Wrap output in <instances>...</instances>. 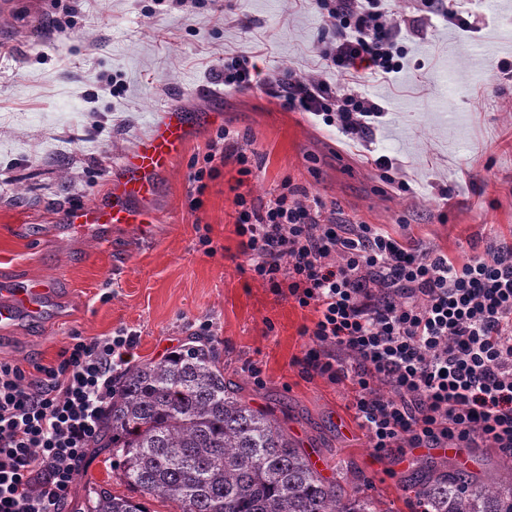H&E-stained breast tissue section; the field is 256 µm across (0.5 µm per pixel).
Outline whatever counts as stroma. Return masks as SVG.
Instances as JSON below:
<instances>
[{"label": "stroma", "mask_w": 512, "mask_h": 512, "mask_svg": "<svg viewBox=\"0 0 512 512\" xmlns=\"http://www.w3.org/2000/svg\"><path fill=\"white\" fill-rule=\"evenodd\" d=\"M373 2L401 24V69L385 78L326 68L333 31L315 0H0V281L55 283L41 321L0 336V361L29 372L56 365L71 337L125 332L136 365L198 338L324 477L347 462L385 512H419L415 473L448 456L375 455L349 383L304 369L301 330L316 312L254 279L235 232L237 196L264 202L288 180L323 201L326 223L372 224L460 260L512 243V0ZM241 53L266 85H225L224 63ZM316 76L385 116L353 139L286 107L282 81ZM173 102L202 123L158 184L161 221L109 229L108 249L62 230L65 210L107 200L123 156ZM226 127L252 172L228 158L198 190L197 163ZM383 155L392 169L376 166ZM93 483L130 492L102 452L64 512Z\"/></svg>", "instance_id": "stroma-1"}]
</instances>
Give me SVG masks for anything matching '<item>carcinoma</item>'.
Wrapping results in <instances>:
<instances>
[{
	"label": "carcinoma",
	"instance_id": "obj_1",
	"mask_svg": "<svg viewBox=\"0 0 512 512\" xmlns=\"http://www.w3.org/2000/svg\"><path fill=\"white\" fill-rule=\"evenodd\" d=\"M101 433L119 478L179 512H382L350 469L324 478L278 419L252 408L224 377L213 350L193 339L120 373ZM417 497L422 512H512V465L482 481L452 464L430 466ZM81 512L145 508L93 483Z\"/></svg>",
	"mask_w": 512,
	"mask_h": 512
}]
</instances>
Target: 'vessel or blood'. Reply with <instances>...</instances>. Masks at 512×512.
Returning a JSON list of instances; mask_svg holds the SVG:
<instances>
[{
    "label": "vessel or blood",
    "instance_id": "vessel-or-blood-1",
    "mask_svg": "<svg viewBox=\"0 0 512 512\" xmlns=\"http://www.w3.org/2000/svg\"><path fill=\"white\" fill-rule=\"evenodd\" d=\"M196 134V126L188 120L180 104L159 111L148 136L123 157L109 201L70 210L67 222L89 233L112 226L132 227L153 222L155 214L148 203L154 196L155 186ZM50 289V282L42 279L0 284V330L11 326L21 315L40 318Z\"/></svg>",
    "mask_w": 512,
    "mask_h": 512
}]
</instances>
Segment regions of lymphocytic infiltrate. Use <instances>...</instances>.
<instances>
[{"instance_id":"1","label":"lymphocytic infiltrate","mask_w":512,"mask_h":512,"mask_svg":"<svg viewBox=\"0 0 512 512\" xmlns=\"http://www.w3.org/2000/svg\"><path fill=\"white\" fill-rule=\"evenodd\" d=\"M335 41L320 52L348 73L397 71L401 26L367 0H322ZM290 107L332 111L363 138L384 109L324 79L285 88ZM235 232L255 278L313 307L306 372L350 382L349 404L376 455L490 446L512 463V244L459 262L379 232L325 224L291 182L265 202L236 198ZM134 347L119 333L76 336L36 375L0 362V512H60ZM352 364H345L342 353Z\"/></svg>"}]
</instances>
